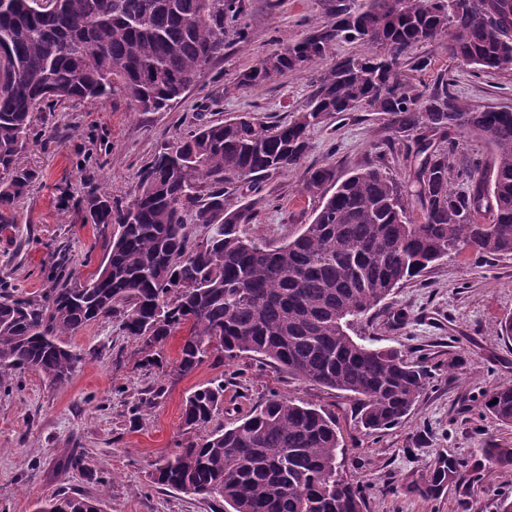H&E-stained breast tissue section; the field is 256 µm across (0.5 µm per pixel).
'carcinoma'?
Masks as SVG:
<instances>
[{"mask_svg":"<svg viewBox=\"0 0 512 512\" xmlns=\"http://www.w3.org/2000/svg\"><path fill=\"white\" fill-rule=\"evenodd\" d=\"M330 2L331 20L237 75L240 87L269 83L327 61L339 42L366 46L367 55L322 71L296 119L203 122L142 168L130 201L90 191L84 222L96 225L104 257L86 280L75 277L65 252L50 285L36 295L0 279V386L17 371L69 380L83 357L62 337L115 317L149 348L188 329L178 357L182 374L211 356H256L354 398L358 422L372 434L402 421L428 371L350 332L400 284L453 252L512 254V109L472 108L443 76L431 89L402 83L399 65L412 49L446 35L454 58L481 72L512 73V0H416L385 23L390 0ZM243 10V0H0V211L32 182L18 158L33 113L72 101L100 103L116 91L140 112L164 110L224 54V16ZM359 110L416 134L415 188L382 165L341 181L331 164L303 169V189L323 195L312 222L280 247L244 236L254 202L228 203L225 185L302 169L308 129ZM464 134L487 141L490 155L457 160ZM328 185L335 191L327 196ZM415 202L418 222L411 218ZM195 224L210 234L195 235ZM223 403L220 376L185 398L184 424L206 426ZM483 406L512 426V386L485 393ZM344 451L332 412L273 395L155 463L151 480L219 496L231 512H365L364 488L337 465ZM481 453L512 467L511 446L492 441ZM461 466L441 455L409 489L432 498ZM40 512L99 508L62 495Z\"/></svg>","mask_w":512,"mask_h":512,"instance_id":"cac0c4a2","label":"carcinoma"}]
</instances>
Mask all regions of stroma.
Wrapping results in <instances>:
<instances>
[{
    "label": "stroma",
    "mask_w": 512,
    "mask_h": 512,
    "mask_svg": "<svg viewBox=\"0 0 512 512\" xmlns=\"http://www.w3.org/2000/svg\"><path fill=\"white\" fill-rule=\"evenodd\" d=\"M244 5L239 18L224 20L223 57L168 111H135L117 92L102 104L69 102L35 113L36 137L19 158L33 174L32 186L0 216V277L19 292L38 293L47 287L63 247L77 262V276L87 278L103 258L94 225L84 223L77 208L88 191L129 198L141 167L190 125L245 113L260 122H285L304 108L315 89V68L254 87H237L236 77L327 21V0ZM241 24L249 31L245 43L233 36ZM417 53L429 65L413 72V84L433 85L448 72L471 106L512 109V74H475L453 57L445 37ZM309 135L306 166L329 163L340 177L381 156L400 182L413 180L419 166L406 150L411 137L369 112L327 119ZM227 196L235 204L255 201L256 215L245 234L272 247L298 236L320 202L303 191L298 170L260 179L252 190L229 185ZM508 315L512 254L485 258L468 248L396 288L355 332L424 361L433 378L405 420L376 435L359 426L356 404L345 393L247 357L220 364L210 358L192 373H179L181 331L160 347L158 364L146 367L142 340L129 336L120 321L93 322L65 338L83 357L69 382L57 384L28 371L0 389V512H34L38 501L59 494L96 500L101 512H224L221 499L160 489L149 480L153 462L202 438V431L184 427L183 404L196 386L219 376L224 404L211 422L215 429L274 394L334 412L345 444L340 469L363 485L367 512H499L500 502L512 499V468L486 463L475 473L470 464L488 440L512 445V427L481 408L483 393L512 385V342L498 333L499 320ZM441 453L465 461L457 481L430 499L410 492L408 476L426 475ZM73 454L82 458L83 469L63 471Z\"/></svg>",
    "instance_id": "1"
}]
</instances>
